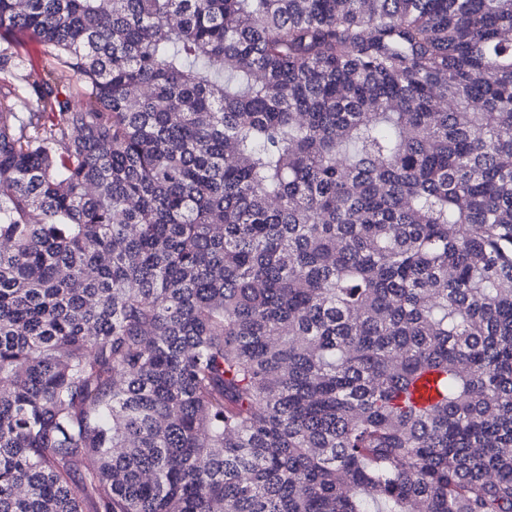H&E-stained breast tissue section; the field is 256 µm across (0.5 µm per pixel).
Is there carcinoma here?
<instances>
[{"mask_svg": "<svg viewBox=\"0 0 512 512\" xmlns=\"http://www.w3.org/2000/svg\"><path fill=\"white\" fill-rule=\"evenodd\" d=\"M0 70V512H512V0H0Z\"/></svg>", "mask_w": 512, "mask_h": 512, "instance_id": "obj_1", "label": "carcinoma"}]
</instances>
